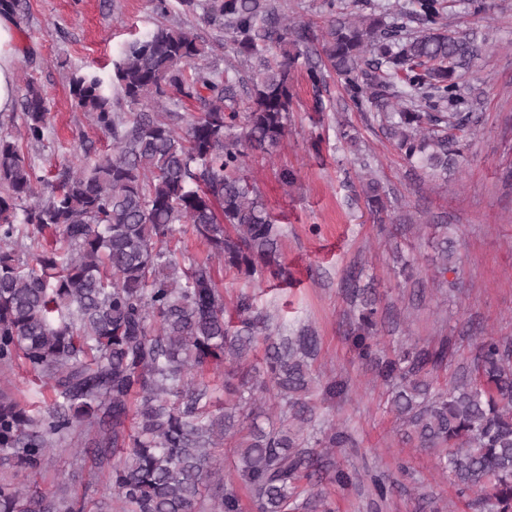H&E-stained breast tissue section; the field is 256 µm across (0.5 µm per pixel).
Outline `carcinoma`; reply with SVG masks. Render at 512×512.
Here are the masks:
<instances>
[{
  "instance_id": "obj_1",
  "label": "carcinoma",
  "mask_w": 512,
  "mask_h": 512,
  "mask_svg": "<svg viewBox=\"0 0 512 512\" xmlns=\"http://www.w3.org/2000/svg\"><path fill=\"white\" fill-rule=\"evenodd\" d=\"M196 27L158 25L123 51L114 78L76 75L70 94L112 139V154L67 167L53 183L38 175L19 141L41 144L49 128L44 89L21 90L17 136L0 135V368L21 362L51 391L44 412L0 389V463L36 469L77 426L95 434L100 461L118 512H240L234 483L256 512H331L317 493L301 488L319 454L342 448L347 433L313 422L303 398L317 340L277 336L268 315L235 305L241 327L226 321L224 291L214 264L246 277L283 275L281 240L260 191L240 175L255 152L271 155L288 134L291 67L301 55L313 89L322 66L343 81L354 102L382 111L387 134L406 160L448 174V131L470 133L473 103L456 83L458 70L478 56L475 39L443 24V0H408L399 17H328L320 37L290 24L273 0H178ZM0 14L26 22L21 0H0ZM420 28L406 33L398 19ZM230 35L243 65L219 68L209 54ZM279 53H273V50ZM247 98L240 112L239 92ZM199 105L187 115L182 104ZM451 104L453 112H440ZM366 198L378 218L388 211L377 182ZM209 247L204 259L177 256L179 225ZM53 236L51 244L43 234ZM455 249L440 246V273ZM377 308L360 302L354 344L373 355ZM266 345L263 376L224 384L235 399L224 413L208 410L210 368L247 363ZM456 356L448 337L410 347L378 362L392 386L391 409L406 439L436 456L437 466L472 512H512V339L487 337L469 363L445 383L437 371ZM278 404L282 421L264 427L263 398ZM234 457L230 478L216 474V449ZM345 489L364 480L358 471L329 469ZM0 512H79L63 493L0 480Z\"/></svg>"
}]
</instances>
